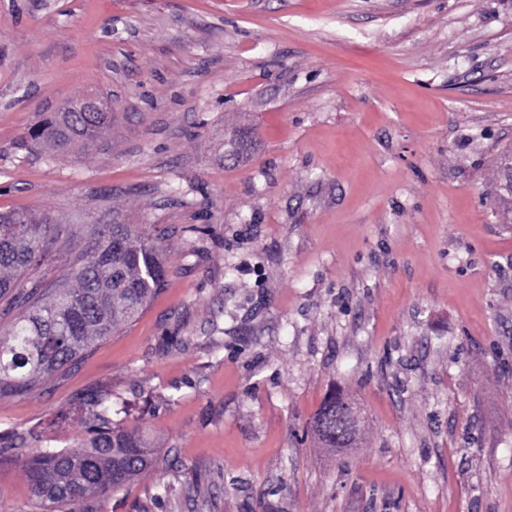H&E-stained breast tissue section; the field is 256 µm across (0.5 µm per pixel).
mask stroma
<instances>
[{
    "label": "stroma",
    "instance_id": "35a3bbf8",
    "mask_svg": "<svg viewBox=\"0 0 512 512\" xmlns=\"http://www.w3.org/2000/svg\"><path fill=\"white\" fill-rule=\"evenodd\" d=\"M91 92V151L24 146ZM510 150L512 0H0V212L164 231L169 270L0 432L76 446L108 390L173 468L98 512L168 483L162 512H512ZM333 392L363 413L336 452L310 430ZM0 512H30L21 468Z\"/></svg>",
    "mask_w": 512,
    "mask_h": 512
}]
</instances>
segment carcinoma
I'll use <instances>...</instances> for the list:
<instances>
[{"label":"carcinoma","mask_w":512,"mask_h":512,"mask_svg":"<svg viewBox=\"0 0 512 512\" xmlns=\"http://www.w3.org/2000/svg\"><path fill=\"white\" fill-rule=\"evenodd\" d=\"M106 132L103 120L74 128L73 116L54 113L30 132L57 156L72 151L77 134L88 151ZM67 226L45 215L0 213V300L15 312L9 337H0V399L24 396L75 360L91 344L133 321L166 286L169 276L158 238L134 224L87 226L89 245L71 259V276L56 288L43 280L18 289L15 277L32 270ZM342 396L327 399L316 417L334 435L344 427ZM89 417V437L74 448H40L20 460V434L0 435V468L18 463L27 476L32 512H94L104 500L138 478L171 463L140 431L112 420L105 390L78 399Z\"/></svg>","instance_id":"cac0c4a2"}]
</instances>
